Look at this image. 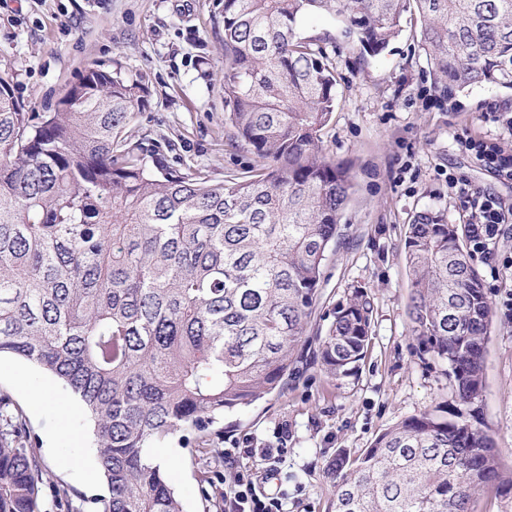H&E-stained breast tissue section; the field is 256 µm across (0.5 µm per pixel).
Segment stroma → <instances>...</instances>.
<instances>
[{
  "instance_id": "stroma-1",
  "label": "stroma",
  "mask_w": 512,
  "mask_h": 512,
  "mask_svg": "<svg viewBox=\"0 0 512 512\" xmlns=\"http://www.w3.org/2000/svg\"><path fill=\"white\" fill-rule=\"evenodd\" d=\"M299 36H325L336 73V110L320 132L325 156L348 167L356 190L328 253L296 369L283 389L225 414L188 447L171 444L166 469L184 512H224L218 493L203 496V477L220 472L229 489L241 469L264 472L260 459L230 461L227 449L243 439L254 447L288 433L281 466L288 512H330L334 487L326 476L336 454L358 456L375 437L407 417L437 407L456 408V387L441 364L420 351L410 330L411 281L405 239L417 212L433 209L462 225L464 207L448 189L449 176L493 190L512 205V185L500 183L456 143L489 130L483 113L512 109V91L476 87L453 101L439 100L418 46L415 15L379 55H361L321 16L302 18ZM223 0H0V75L8 74L26 111L46 112L78 74L98 64L123 71L147 90V101L127 127L132 140L168 165L208 172L214 182L256 165L251 149L225 121ZM491 305L483 396L475 423L492 433L501 462L512 467V275L495 277L493 263L474 255ZM372 304L366 358L348 374L327 376L320 348L338 303L355 292ZM24 372L69 403L40 402L20 387ZM0 395L22 415L49 480L85 500L108 494L105 481L88 485L83 464L96 456L92 424L64 385L13 356L0 357ZM71 460L60 468L58 458Z\"/></svg>"
}]
</instances>
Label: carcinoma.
<instances>
[{
  "mask_svg": "<svg viewBox=\"0 0 512 512\" xmlns=\"http://www.w3.org/2000/svg\"><path fill=\"white\" fill-rule=\"evenodd\" d=\"M413 7L441 98L512 90V0H224V104L259 165L219 183L148 164L126 135L146 90L119 65L81 73L43 114L0 77V356L82 402L108 487L101 512H183L150 449L207 433L294 369L355 180L321 154L336 77L298 21L327 15L375 56ZM405 250L412 334L472 404L492 323L480 275L439 211L414 217ZM371 314L365 295L336 308L327 374L364 358ZM4 408L0 396V512H47V492L71 512ZM327 474L333 512H472L488 487L512 494L491 435L433 411L336 456Z\"/></svg>",
  "mask_w": 512,
  "mask_h": 512,
  "instance_id": "cac0c4a2",
  "label": "carcinoma"
}]
</instances>
